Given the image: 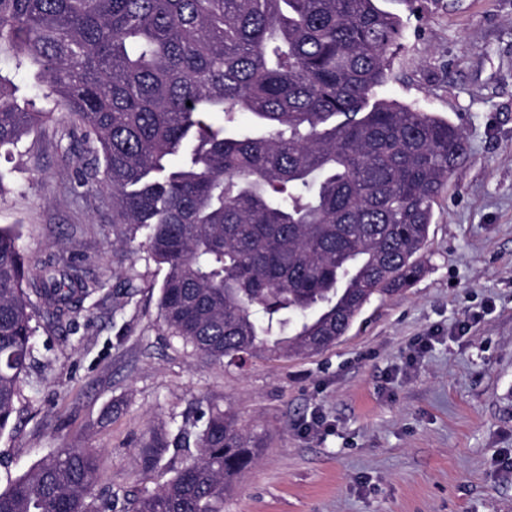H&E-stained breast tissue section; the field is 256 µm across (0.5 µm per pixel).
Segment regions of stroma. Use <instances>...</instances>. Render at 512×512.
I'll list each match as a JSON object with an SVG mask.
<instances>
[{
  "label": "stroma",
  "instance_id": "obj_1",
  "mask_svg": "<svg viewBox=\"0 0 512 512\" xmlns=\"http://www.w3.org/2000/svg\"><path fill=\"white\" fill-rule=\"evenodd\" d=\"M402 20L380 97L449 119L469 158L434 206L428 262L405 293L372 298L335 346L310 357L209 361L160 315L165 270L145 233L119 242L111 198L74 194L51 135L0 153V225L25 260L86 267L103 286L72 317L32 308L33 354L0 490L41 458L91 448L88 500L123 512L190 452L209 409L264 436L224 512H512V0H379Z\"/></svg>",
  "mask_w": 512,
  "mask_h": 512
}]
</instances>
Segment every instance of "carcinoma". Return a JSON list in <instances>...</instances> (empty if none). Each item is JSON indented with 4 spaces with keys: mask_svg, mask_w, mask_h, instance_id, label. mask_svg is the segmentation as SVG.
I'll return each mask as SVG.
<instances>
[{
    "mask_svg": "<svg viewBox=\"0 0 512 512\" xmlns=\"http://www.w3.org/2000/svg\"><path fill=\"white\" fill-rule=\"evenodd\" d=\"M401 26L377 0H0V59L54 104L20 106L0 73V149L49 129L80 148L75 182L110 193L121 242L148 228L163 322L201 357L318 354L421 277L433 206L469 157L449 120L377 97ZM97 287L75 264L29 273L0 226V433L31 296L63 320ZM261 449L216 408L197 454L128 512H224ZM98 478L95 450L64 448L0 491V512H112L86 501Z\"/></svg>",
    "mask_w": 512,
    "mask_h": 512,
    "instance_id": "cac0c4a2",
    "label": "carcinoma"
}]
</instances>
